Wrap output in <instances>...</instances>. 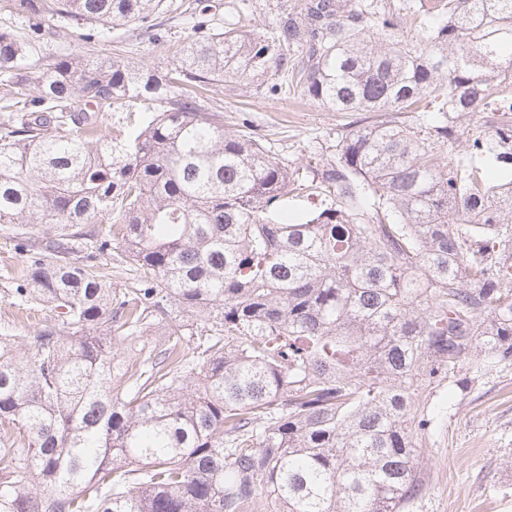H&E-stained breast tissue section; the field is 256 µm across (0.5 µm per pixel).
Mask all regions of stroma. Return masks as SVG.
Instances as JSON below:
<instances>
[{"label": "stroma", "instance_id": "stroma-1", "mask_svg": "<svg viewBox=\"0 0 512 512\" xmlns=\"http://www.w3.org/2000/svg\"><path fill=\"white\" fill-rule=\"evenodd\" d=\"M184 2L166 0V12L157 16L162 43H151L133 27L116 26L106 29L94 51L135 66L165 68L166 42L190 30ZM203 106L223 113L228 125L249 118L266 148L305 175L335 143L337 132L369 118L365 112H329L293 96L269 99L235 83L212 88ZM19 232L40 238L47 227L0 226V336L32 335L50 317L48 311L14 304L11 290L28 273L15 249ZM420 404L434 423L418 457L422 492L408 512H512V364L485 374L458 369L455 379L423 390Z\"/></svg>", "mask_w": 512, "mask_h": 512}]
</instances>
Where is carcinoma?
<instances>
[{
  "mask_svg": "<svg viewBox=\"0 0 512 512\" xmlns=\"http://www.w3.org/2000/svg\"><path fill=\"white\" fill-rule=\"evenodd\" d=\"M6 6L156 42L164 0ZM40 36L0 30V225L55 220L12 289L50 321L0 336V512H406L419 388L512 362V0H282L263 34L203 7L164 69L78 50L32 82ZM272 74L373 113L310 179L201 109L228 80L288 94ZM147 103L124 141L98 123ZM114 249L122 294L94 263Z\"/></svg>",
  "mask_w": 512,
  "mask_h": 512,
  "instance_id": "obj_1",
  "label": "carcinoma"
}]
</instances>
